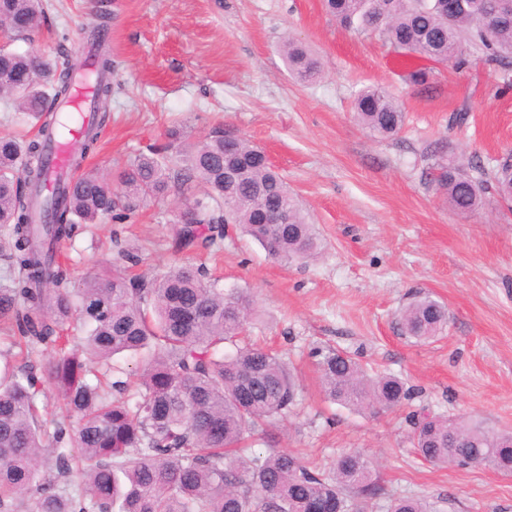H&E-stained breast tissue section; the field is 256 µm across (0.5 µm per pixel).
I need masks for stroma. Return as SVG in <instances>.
Here are the masks:
<instances>
[{"instance_id":"stroma-1","label":"stroma","mask_w":512,"mask_h":512,"mask_svg":"<svg viewBox=\"0 0 512 512\" xmlns=\"http://www.w3.org/2000/svg\"><path fill=\"white\" fill-rule=\"evenodd\" d=\"M32 40L52 59L89 48L104 24L118 64V89L103 102L111 120L84 165L107 175L182 121L216 120L264 149L322 239L311 262L270 258L228 231L222 250L174 252L176 198L151 204L133 224L80 230L62 248L73 282L111 267L118 250L139 249V272L184 261L205 264L225 289L247 291L257 316L241 339L278 351L297 369L302 403L275 431V446L330 470L358 451L385 487L436 512H512V477L488 467L435 466L418 456L408 414L465 416L512 431V205L487 194L479 214L451 210L430 175L428 150L492 170L512 152L507 65L473 56L468 67H434L428 82L405 79L416 56L392 53L374 35L341 26L322 0H47ZM320 64L297 82L280 54L285 37ZM379 85L406 112L402 131L378 138L355 119L356 92ZM463 123H453L454 115ZM448 308V326L418 342L398 314L415 294ZM331 346L414 386L408 407L377 415L325 400L310 351Z\"/></svg>"}]
</instances>
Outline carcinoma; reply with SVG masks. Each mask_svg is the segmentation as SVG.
I'll use <instances>...</instances> for the list:
<instances>
[{"instance_id":"cac0c4a2","label":"carcinoma","mask_w":512,"mask_h":512,"mask_svg":"<svg viewBox=\"0 0 512 512\" xmlns=\"http://www.w3.org/2000/svg\"><path fill=\"white\" fill-rule=\"evenodd\" d=\"M491 0H460L453 17L439 0H325L341 24L376 35L394 52L460 67L478 54L502 64L512 57V14L489 30L479 18ZM45 14L43 0H0V100L38 124L29 140L0 137V248L9 262L0 285V330L12 335L17 355L38 344L52 348L40 373L0 368V509L4 512H367L389 499L388 512H435L423 500L395 496L360 452L341 455L326 472L298 455L257 452L249 440L292 412L299 383L285 361L236 337L254 317L242 291H224L204 266L183 264L148 275L121 267L138 264L125 249L112 276L73 284L57 246L84 224H131L149 202L174 195L185 222L174 215L177 251H217L235 226L278 260L308 261L320 249L315 225L259 147L237 140V166L224 179V123L195 134L175 122L164 144L130 159L111 182L88 170L39 200L59 121L55 102L68 96L80 63L68 54L51 61L11 50L27 41ZM106 30L95 24L97 102L112 97L114 61L103 51ZM282 54L301 81L317 61L286 40ZM358 122L389 137L405 121L399 100L366 86L354 98ZM97 144L90 133L73 156L82 168ZM432 176L448 206L470 215L482 204L486 172L469 175L445 146L429 152ZM498 195L512 199V155L493 174ZM281 209L288 223L271 227ZM405 336L425 341L448 325V309L429 296L400 316ZM231 345L234 350L224 351ZM121 353L137 357L129 373L111 365ZM327 400L356 411L402 408L413 390L401 378L372 376L334 347L312 351ZM51 388L64 420L49 431L38 400ZM414 447L433 465L485 466L512 473V433L479 420L414 413Z\"/></svg>"}]
</instances>
